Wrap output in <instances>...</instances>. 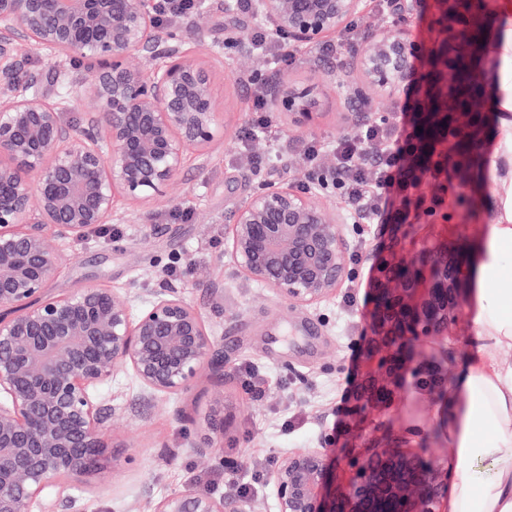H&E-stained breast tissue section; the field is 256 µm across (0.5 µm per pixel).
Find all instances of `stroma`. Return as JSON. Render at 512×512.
Masks as SVG:
<instances>
[{
    "label": "stroma",
    "instance_id": "35a3bbf8",
    "mask_svg": "<svg viewBox=\"0 0 512 512\" xmlns=\"http://www.w3.org/2000/svg\"><path fill=\"white\" fill-rule=\"evenodd\" d=\"M225 0H202L200 22H186L181 37L193 50L208 55L217 70L218 106L229 126L206 156L189 154L168 197L138 215L135 206L119 202L117 219L91 229L85 237L60 244L61 262L46 292L56 296L96 285L129 291L133 310H141L152 289L169 284L193 304L216 335L224 360L223 373L205 370L193 389L170 398L145 396L127 373L98 392L107 415L105 425L114 446L112 480L95 478L70 492V503L57 512H145L171 491L191 482L221 495L245 484L274 512V501L260 474L276 457L315 446L329 432L340 465L337 481L348 472L342 460L366 448L408 437L424 449L427 460L449 471L454 453L448 446L445 400L464 361L474 352L471 311L452 324L447 335L422 343L403 377L399 396L388 406L355 417L354 397L371 371L366 355L372 334L370 270L392 249L409 254L417 248L448 241L463 254L487 232L494 212L487 200L496 184L488 161L499 146L498 116L484 112L483 147L468 174L449 171L424 183L420 194L448 187L447 216L424 217L400 228L390 224L348 226L350 277L335 296L312 309H292L270 290L243 278L224 253V230L234 202L246 197L258 180L305 186L308 168L291 153L273 158L271 144L316 141L326 145L354 134L351 112H367L390 123L400 120L388 99L353 98L344 103L326 71L344 74L355 66L354 41L332 37L331 52L300 50L293 67L277 70L273 57H242L225 36L250 39L255 28L245 0L226 11ZM20 62L41 78V86L68 98L64 119L82 126L93 111L85 96L69 98L53 69L54 54L22 47L19 59H0V69ZM231 65L232 75L222 72ZM314 82L327 101L319 124L300 129L276 114L264 133L243 142L253 118L252 75ZM263 164H256V157ZM350 397H343V389ZM231 408L224 428L223 455L193 450L204 436L203 415L216 394Z\"/></svg>",
    "mask_w": 512,
    "mask_h": 512
}]
</instances>
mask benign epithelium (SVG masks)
I'll return each mask as SVG.
<instances>
[{
    "label": "benign epithelium",
    "mask_w": 512,
    "mask_h": 512,
    "mask_svg": "<svg viewBox=\"0 0 512 512\" xmlns=\"http://www.w3.org/2000/svg\"><path fill=\"white\" fill-rule=\"evenodd\" d=\"M283 47L313 50L364 14L368 0H247ZM443 40L431 69L414 59L422 46L404 30L372 32L356 53L345 84L401 104L423 90L429 131L454 120L473 127L486 99L469 93L490 67L474 68L488 18L483 0H441ZM417 0H389L410 17ZM22 44L54 51L70 63L93 59L87 80L69 68L59 78L89 96L95 111L75 129L64 106L38 78L0 71V512H56L51 496L92 477L113 475L97 392L118 374H132L154 398L189 391L214 365L212 333L202 314L170 286L154 289L133 314L131 297L88 286L45 296L60 264L57 239L79 237L114 217L122 197L144 206L162 197L185 157L208 153L223 131L209 62L184 47L178 28L163 26L158 0H0V57ZM143 57L148 69L132 63ZM272 106L300 127L322 117L317 87L281 80ZM347 216L326 188L261 183L240 201L224 235V251L246 279L291 307L336 295L349 277ZM375 308L368 356L375 363L357 395L361 416L396 390L403 350L440 336L458 319L468 277L457 247L439 242L410 256L392 252L376 264ZM211 433L202 454H218L224 398L203 418ZM334 437L278 458L267 471L276 512H440L448 478L406 441L350 457L349 479L336 485L329 451ZM152 512H261L254 496H216L188 482Z\"/></svg>",
    "instance_id": "1"
}]
</instances>
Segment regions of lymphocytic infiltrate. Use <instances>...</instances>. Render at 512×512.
Segmentation results:
<instances>
[{
  "label": "lymphocytic infiltrate",
  "instance_id": "lymphocytic-infiltrate-1",
  "mask_svg": "<svg viewBox=\"0 0 512 512\" xmlns=\"http://www.w3.org/2000/svg\"><path fill=\"white\" fill-rule=\"evenodd\" d=\"M422 110L420 97L407 98L400 123L369 120L360 133L337 140L335 163L326 178L346 202L351 223L407 224L419 214L447 209V188L428 197L419 188L427 178L454 167L464 134L450 128L446 150H438L417 129Z\"/></svg>",
  "mask_w": 512,
  "mask_h": 512
}]
</instances>
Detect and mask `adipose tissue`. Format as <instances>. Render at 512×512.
Listing matches in <instances>:
<instances>
[{
	"instance_id": "obj_1",
	"label": "adipose tissue",
	"mask_w": 512,
	"mask_h": 512,
	"mask_svg": "<svg viewBox=\"0 0 512 512\" xmlns=\"http://www.w3.org/2000/svg\"><path fill=\"white\" fill-rule=\"evenodd\" d=\"M501 68L494 91L499 148L490 166L509 190L495 193L493 224L475 248L469 280L476 353L459 372L446 403L454 482L448 512H512V33L497 41Z\"/></svg>"
}]
</instances>
